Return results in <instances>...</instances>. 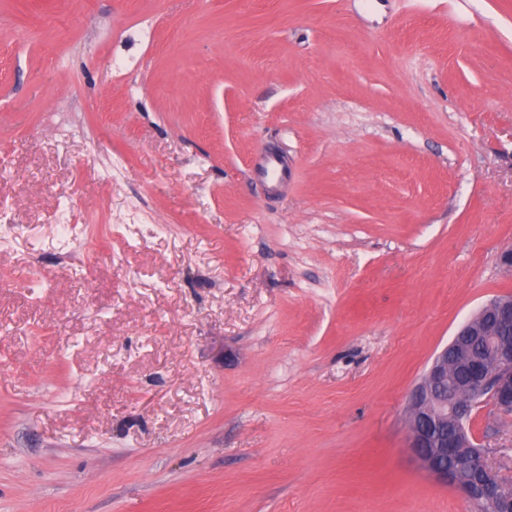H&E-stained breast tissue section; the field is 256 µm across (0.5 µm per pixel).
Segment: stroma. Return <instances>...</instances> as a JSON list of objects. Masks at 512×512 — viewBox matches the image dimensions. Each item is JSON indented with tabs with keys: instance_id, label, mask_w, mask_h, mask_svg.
<instances>
[{
	"instance_id": "stroma-1",
	"label": "stroma",
	"mask_w": 512,
	"mask_h": 512,
	"mask_svg": "<svg viewBox=\"0 0 512 512\" xmlns=\"http://www.w3.org/2000/svg\"><path fill=\"white\" fill-rule=\"evenodd\" d=\"M0 205V512H481L407 396L512 296V0H0ZM255 171L272 183H278L286 176L281 160L276 155L259 154L253 162Z\"/></svg>"
}]
</instances>
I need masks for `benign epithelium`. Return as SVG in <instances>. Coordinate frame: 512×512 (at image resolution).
Wrapping results in <instances>:
<instances>
[{
  "label": "benign epithelium",
  "mask_w": 512,
  "mask_h": 512,
  "mask_svg": "<svg viewBox=\"0 0 512 512\" xmlns=\"http://www.w3.org/2000/svg\"><path fill=\"white\" fill-rule=\"evenodd\" d=\"M482 403L512 413L511 296L484 303L434 357L410 394L408 447L435 480L472 501L497 503V512H512L498 468L466 427Z\"/></svg>",
  "instance_id": "obj_1"
}]
</instances>
